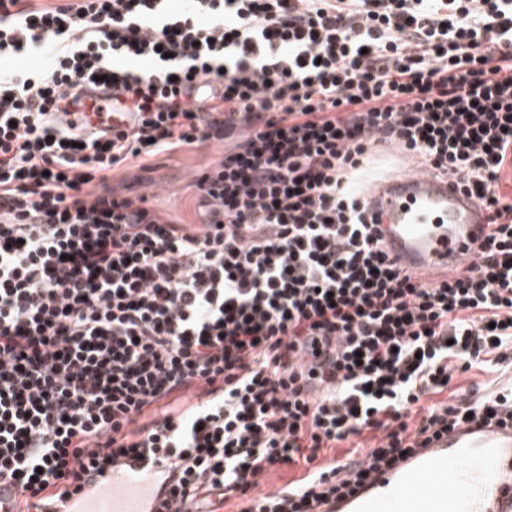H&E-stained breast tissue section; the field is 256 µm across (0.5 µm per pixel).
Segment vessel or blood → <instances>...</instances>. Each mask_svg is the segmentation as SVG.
Listing matches in <instances>:
<instances>
[{
	"mask_svg": "<svg viewBox=\"0 0 512 512\" xmlns=\"http://www.w3.org/2000/svg\"><path fill=\"white\" fill-rule=\"evenodd\" d=\"M364 196L386 246L406 270L463 268L486 212L452 179L427 173L370 181ZM169 482L159 464L125 459L57 512H156ZM336 512H512V427L469 423L375 472Z\"/></svg>",
	"mask_w": 512,
	"mask_h": 512,
	"instance_id": "obj_1",
	"label": "vessel or blood"
}]
</instances>
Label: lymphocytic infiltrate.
I'll return each mask as SVG.
<instances>
[{
    "mask_svg": "<svg viewBox=\"0 0 512 512\" xmlns=\"http://www.w3.org/2000/svg\"><path fill=\"white\" fill-rule=\"evenodd\" d=\"M20 54L46 65L0 70L13 512L121 456L173 470L157 512H323L449 429L512 425V391L456 382L512 366V0H0V59ZM78 81L128 124L68 121ZM381 142L484 203L462 270L425 281L376 238L355 186ZM210 143L199 223L111 183Z\"/></svg>",
    "mask_w": 512,
    "mask_h": 512,
    "instance_id": "1",
    "label": "lymphocytic infiltrate"
}]
</instances>
